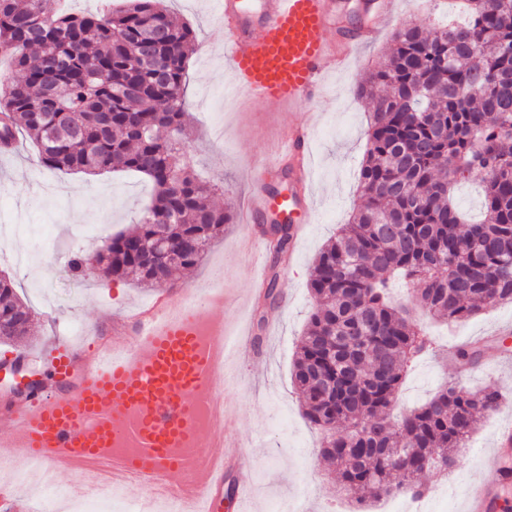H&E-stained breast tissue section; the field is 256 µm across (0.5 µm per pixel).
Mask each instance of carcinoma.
<instances>
[{
    "instance_id": "cac0c4a2",
    "label": "carcinoma",
    "mask_w": 512,
    "mask_h": 512,
    "mask_svg": "<svg viewBox=\"0 0 512 512\" xmlns=\"http://www.w3.org/2000/svg\"><path fill=\"white\" fill-rule=\"evenodd\" d=\"M468 21L446 29L406 25L387 61L358 86L370 105L360 204L316 256L313 309L291 377L304 415L326 433L321 451L340 466L344 491L379 502L421 497L425 471L448 472L501 393L447 383L391 420L409 369L432 350L412 310L448 323L512 303V0H465ZM195 36L163 0H125L108 14L75 15L56 0H0V55L20 77L0 84V142L26 133L41 163L89 175L137 172L153 187L136 228L71 271L175 286L224 234L230 212L186 162V66ZM484 183L483 221L463 224L454 184ZM275 236L267 297L278 300L292 225ZM398 279L409 304L394 302ZM34 312L0 277V339L30 335Z\"/></svg>"
}]
</instances>
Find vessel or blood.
I'll return each instance as SVG.
<instances>
[{
	"label": "vessel or blood",
	"instance_id": "b4317fda",
	"mask_svg": "<svg viewBox=\"0 0 512 512\" xmlns=\"http://www.w3.org/2000/svg\"><path fill=\"white\" fill-rule=\"evenodd\" d=\"M224 21L227 91L249 106L269 112L292 108L321 96L320 79L350 59L357 45L373 41L396 11V0H360L362 20L349 24L346 0H217ZM310 132L289 120L272 154L249 170L252 195L241 212L244 223L270 224L286 217L294 236L316 209L310 177ZM199 314L195 295L174 298L158 292L113 322V340L98 344L87 369L72 387L53 393L35 391L4 417L7 442L30 459L53 464L62 458L86 459L127 444L114 460V483L139 496L166 497L185 478L190 460L172 455L175 445L193 434L185 401L208 386L215 364L200 347L194 328ZM77 349L70 336L32 353L60 377L71 376ZM227 433L198 444L212 467L194 497L180 512H213L226 465L219 452ZM512 452V431L502 430L492 464L494 483L477 485L468 512H497L499 489L512 479L502 460Z\"/></svg>",
	"mask_w": 512,
	"mask_h": 512
}]
</instances>
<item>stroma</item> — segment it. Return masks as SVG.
Here are the masks:
<instances>
[{
	"instance_id": "35a3bbf8",
	"label": "stroma",
	"mask_w": 512,
	"mask_h": 512,
	"mask_svg": "<svg viewBox=\"0 0 512 512\" xmlns=\"http://www.w3.org/2000/svg\"><path fill=\"white\" fill-rule=\"evenodd\" d=\"M164 6L197 37L187 68V158L203 180L219 184L213 201L232 214L223 238L201 264L181 275L179 286L223 289L228 331L246 321L253 339L240 378L216 384L224 392V425L237 443L231 454L244 463L253 485L249 512H270L272 503L291 500L303 489L309 492L307 512H358L339 491L335 464L321 455V434L303 416L291 370L312 309L307 283L315 257L359 203L368 108L356 88L382 62L393 31L385 29L374 43L359 48L349 68L331 77L329 111H320L315 100L300 107L311 120L319 204L294 247L292 264L281 268L280 302L261 314L245 305L255 265L242 242L254 227L242 223L238 212L249 190V164L275 146L285 118L276 112L246 111L238 98L225 95L229 74L214 0H164ZM398 8L401 26L430 28L461 18L458 0H398ZM150 194L149 181L133 172L87 175L49 169L27 139L16 151L0 150V276L11 279L35 312L34 336L21 344L0 342V362L39 348L60 324L91 329L83 342L84 349H91L95 335L111 329L114 316L155 294L152 286L105 279L93 270L78 276L70 269L74 253L94 252L112 235L133 230ZM507 324L512 325V304L492 307L454 326L428 322L437 353L419 361L399 390L401 411L420 406L449 381L472 389L492 384L505 397L500 410L472 434L474 448L461 453L447 486H440L438 473L421 476L422 484L435 489L430 512H466V497L474 485L497 478L489 456L497 433L512 429V363L496 362L495 349L489 346L478 370L470 371L447 350Z\"/></svg>"
}]
</instances>
